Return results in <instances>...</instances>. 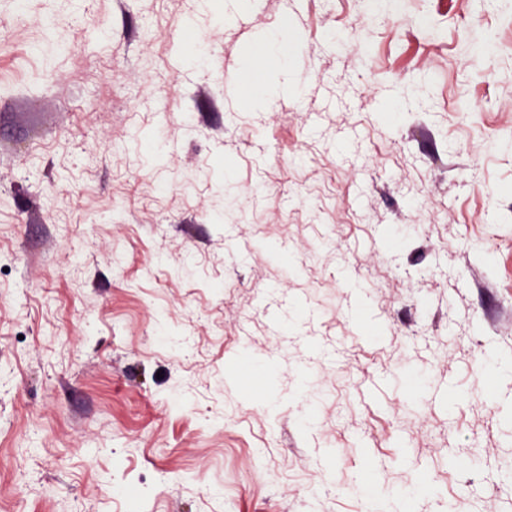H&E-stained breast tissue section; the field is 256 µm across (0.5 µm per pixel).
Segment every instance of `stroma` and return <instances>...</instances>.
Segmentation results:
<instances>
[{
  "label": "stroma",
  "instance_id": "stroma-1",
  "mask_svg": "<svg viewBox=\"0 0 512 512\" xmlns=\"http://www.w3.org/2000/svg\"><path fill=\"white\" fill-rule=\"evenodd\" d=\"M509 361L512 0H0V512H512Z\"/></svg>",
  "mask_w": 512,
  "mask_h": 512
}]
</instances>
